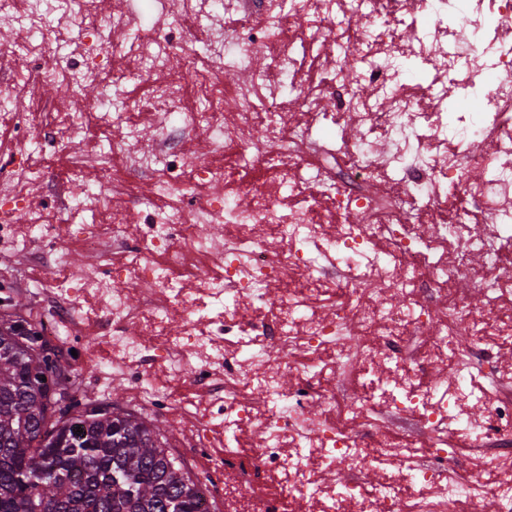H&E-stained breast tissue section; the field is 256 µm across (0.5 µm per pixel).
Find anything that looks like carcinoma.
Segmentation results:
<instances>
[{"label":"carcinoma","mask_w":512,"mask_h":512,"mask_svg":"<svg viewBox=\"0 0 512 512\" xmlns=\"http://www.w3.org/2000/svg\"><path fill=\"white\" fill-rule=\"evenodd\" d=\"M0 335V512H201L199 481L158 425L78 392L23 317ZM48 378L40 377V373Z\"/></svg>","instance_id":"cac0c4a2"}]
</instances>
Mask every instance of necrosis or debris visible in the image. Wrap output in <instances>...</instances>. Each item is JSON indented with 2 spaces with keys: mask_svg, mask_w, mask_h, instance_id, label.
<instances>
[{
  "mask_svg": "<svg viewBox=\"0 0 512 512\" xmlns=\"http://www.w3.org/2000/svg\"><path fill=\"white\" fill-rule=\"evenodd\" d=\"M24 26L30 53L40 62L22 78L38 84L131 79L148 83L151 96L132 110L155 121L147 147L136 129L109 139L126 179L147 182L152 209L137 239L126 233L128 212L114 205L123 181L109 194H88L85 208L108 215L101 224H80L72 235L81 250L101 254L122 247L123 262L109 276L88 277L100 304L112 314L110 343L129 359L163 340L162 367L174 381L192 375L210 408L194 422L193 445L207 456L213 433L256 430L250 466L225 458L234 472L224 493L241 512H281L293 503L302 512H396L416 502L419 512H445L449 498L465 512H512V484L462 482L446 472L441 426L453 427L478 446L512 444V397L488 401L486 418L472 417L478 399L467 364L454 356L455 338L490 342L512 334V323L492 310L506 293L497 272L512 252V0H173L156 26L140 30L136 10L103 9L99 0H4ZM86 34L75 48L78 70L46 63L44 14ZM376 18L362 56L344 52L337 15ZM315 39L322 62L317 76L296 84L295 100L279 93L281 77L298 44ZM205 40L206 63L187 54ZM266 64L235 90L224 71L245 67L255 56ZM181 57V67L171 61ZM416 60L426 79L410 84L404 64ZM193 101L182 105L185 79ZM474 101L478 111L457 108ZM299 104L305 121L284 127L281 116ZM358 123V135L343 142L352 180L337 178L318 158L315 129L336 116ZM41 130L30 124L15 137L8 191L0 193V220L29 213L12 230L29 246L53 243L51 226L33 216L34 186L27 150ZM232 150L237 167L260 164L276 178L268 184L233 179L223 163L199 161L200 150ZM324 181L335 189L330 210L319 197L301 195L303 184ZM488 215L486 226L458 218L430 224L427 216L447 197L449 186ZM325 221H314L319 211ZM227 225L222 242L209 233ZM301 278L299 289L271 295L274 283ZM146 284L140 310L128 303V286ZM479 292L485 308L459 296L460 286ZM376 303H367L369 291ZM447 293L448 306L432 309V293ZM181 330L170 335L172 321ZM355 331L361 341L349 353L341 340ZM428 331L418 358L401 354L403 336ZM447 357L457 370L452 385L422 386L416 366ZM362 368L364 397L348 407L342 422L306 421L350 372ZM294 373L283 387L285 373ZM266 407H257L255 395ZM389 412L419 418L428 439L393 446L386 437L367 449L353 426L376 403ZM362 467L384 471L376 494L346 482H324L327 471ZM283 472L276 498L255 487L266 474Z\"/></svg>",
  "mask_w": 512,
  "mask_h": 512,
  "instance_id": "obj_1",
  "label": "necrosis or debris"
}]
</instances>
